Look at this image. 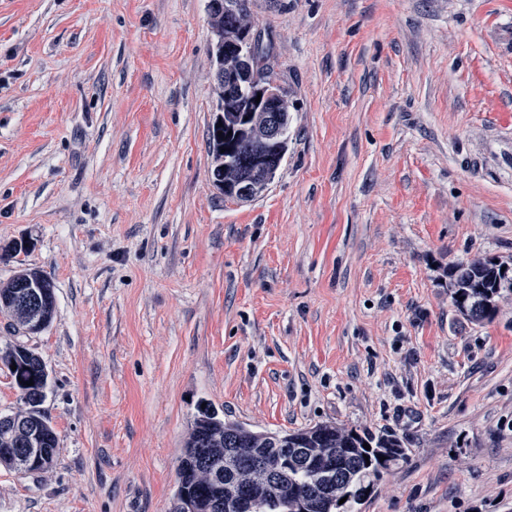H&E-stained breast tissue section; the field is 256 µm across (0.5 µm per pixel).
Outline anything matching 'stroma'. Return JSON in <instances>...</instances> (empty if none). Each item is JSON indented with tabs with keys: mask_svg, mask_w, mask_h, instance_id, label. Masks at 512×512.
<instances>
[{
	"mask_svg": "<svg viewBox=\"0 0 512 512\" xmlns=\"http://www.w3.org/2000/svg\"><path fill=\"white\" fill-rule=\"evenodd\" d=\"M291 103L260 196L210 179L208 0H0V247L56 294L53 469L0 512H171L199 403L397 435L355 512H512V0H250ZM502 267H505L504 272H501ZM450 277L453 305L474 323L491 319L501 290L512 291V268L501 262L473 259L456 265ZM460 297L463 301H459Z\"/></svg>",
	"mask_w": 512,
	"mask_h": 512,
	"instance_id": "1",
	"label": "stroma"
}]
</instances>
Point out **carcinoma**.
Segmentation results:
<instances>
[{"mask_svg": "<svg viewBox=\"0 0 512 512\" xmlns=\"http://www.w3.org/2000/svg\"><path fill=\"white\" fill-rule=\"evenodd\" d=\"M235 13L224 14V0H209V24L214 36L215 64L213 93L224 98V84L233 86L224 105V117L214 119L209 129L210 178L217 189L242 176L253 144L248 132L254 103L253 87L236 84L224 71V39H237L251 27L249 0H234ZM451 298L456 309L474 323L492 318L501 290L512 291V268L483 258L456 265L451 273ZM36 302L25 301L28 291ZM56 312L51 280L40 270L18 263L14 274L0 282V315L10 319L19 334L34 336L47 329ZM0 363L9 369L20 392L23 407L0 414V466L19 473L34 474L53 468L58 453V436L42 410L49 386L43 360L23 342L0 353ZM16 369H11V365ZM369 444L365 449L363 444ZM226 448H263L274 461L288 448H316L317 458L309 466H288L279 485L254 491L253 512H350V507L369 496L373 479L388 471L405 455L394 435H377L368 430L347 429L334 424L305 430L270 434L253 431L224 419L211 404L197 408L189 437L177 467V490L173 512H217L230 501L229 482L216 478L208 463L224 464ZM384 460H379V457ZM336 473V482L323 485V475Z\"/></svg>", "mask_w": 512, "mask_h": 512, "instance_id": "obj_1", "label": "carcinoma"}]
</instances>
